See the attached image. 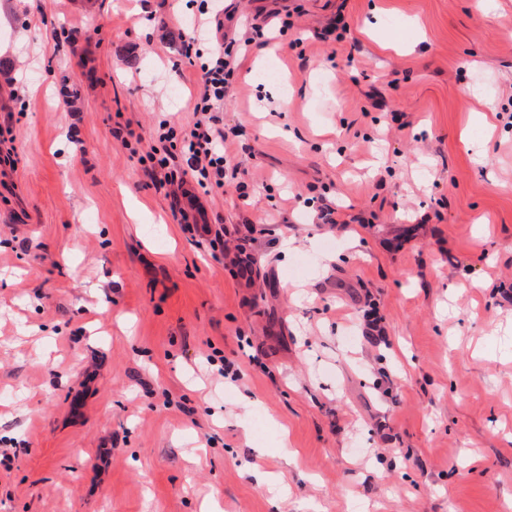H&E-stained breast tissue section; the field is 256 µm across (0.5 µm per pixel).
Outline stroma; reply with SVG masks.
I'll use <instances>...</instances> for the list:
<instances>
[{
  "label": "stroma",
  "instance_id": "35a3bbf8",
  "mask_svg": "<svg viewBox=\"0 0 512 512\" xmlns=\"http://www.w3.org/2000/svg\"><path fill=\"white\" fill-rule=\"evenodd\" d=\"M225 6L206 194L140 161L205 0H0V512H512V0Z\"/></svg>",
  "mask_w": 512,
  "mask_h": 512
}]
</instances>
